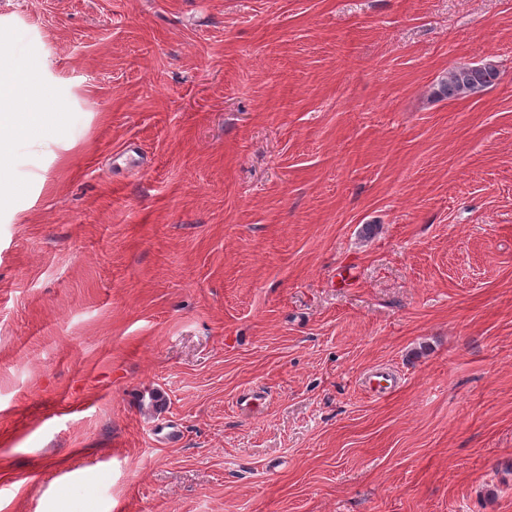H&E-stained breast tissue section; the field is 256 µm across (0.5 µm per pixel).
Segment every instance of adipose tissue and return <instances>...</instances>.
I'll list each match as a JSON object with an SVG mask.
<instances>
[{"mask_svg":"<svg viewBox=\"0 0 512 512\" xmlns=\"http://www.w3.org/2000/svg\"><path fill=\"white\" fill-rule=\"evenodd\" d=\"M41 86L31 80L25 67L8 53L0 54V157L18 143H28L33 152H45L48 142L31 138V131L43 121L38 108Z\"/></svg>","mask_w":512,"mask_h":512,"instance_id":"1","label":"adipose tissue"}]
</instances>
